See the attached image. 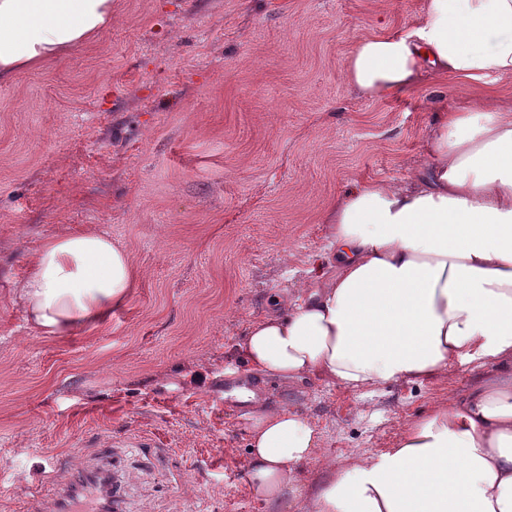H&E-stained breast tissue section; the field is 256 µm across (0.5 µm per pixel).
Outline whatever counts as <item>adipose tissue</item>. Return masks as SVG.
<instances>
[{
	"label": "adipose tissue",
	"mask_w": 512,
	"mask_h": 512,
	"mask_svg": "<svg viewBox=\"0 0 512 512\" xmlns=\"http://www.w3.org/2000/svg\"><path fill=\"white\" fill-rule=\"evenodd\" d=\"M112 21V0H0V84L66 56ZM348 83L372 99L425 78L483 90L445 112L430 170L354 182L329 206L332 273L272 299L236 346L262 375L371 392L389 383L484 375L464 396L406 423L395 447L306 465L321 446L309 416L251 409L247 478L274 512H512V0H422L403 30L361 38ZM126 252L98 233L53 238L20 285L27 323L64 336L125 302Z\"/></svg>",
	"instance_id": "1"
}]
</instances>
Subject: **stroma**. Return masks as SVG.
<instances>
[{"instance_id":"1","label":"stroma","mask_w":512,"mask_h":512,"mask_svg":"<svg viewBox=\"0 0 512 512\" xmlns=\"http://www.w3.org/2000/svg\"><path fill=\"white\" fill-rule=\"evenodd\" d=\"M422 0H112L69 56L0 86V512H49L15 488L54 458L61 482L107 472L120 512H270L248 488L249 421L224 378L270 299L324 263V214L354 181L401 183L462 96L449 81L361 96L345 60ZM96 232L125 249L129 298L66 336L24 319L31 255ZM479 369L369 395L267 380L309 415L316 461L394 447L404 422L470 390Z\"/></svg>"}]
</instances>
